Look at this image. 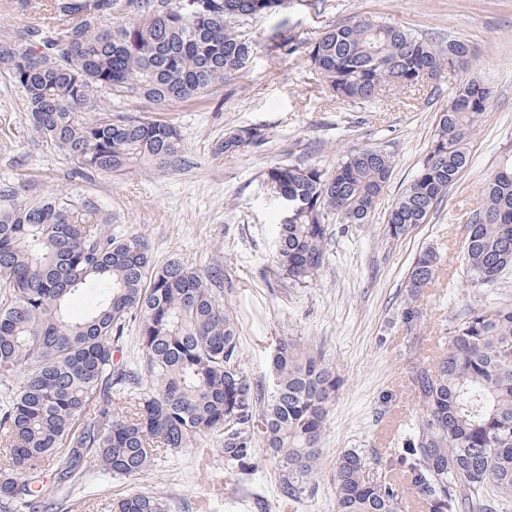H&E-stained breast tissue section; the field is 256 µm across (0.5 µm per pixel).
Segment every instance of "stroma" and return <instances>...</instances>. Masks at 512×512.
Instances as JSON below:
<instances>
[{
  "instance_id": "obj_1",
  "label": "stroma",
  "mask_w": 512,
  "mask_h": 512,
  "mask_svg": "<svg viewBox=\"0 0 512 512\" xmlns=\"http://www.w3.org/2000/svg\"><path fill=\"white\" fill-rule=\"evenodd\" d=\"M49 3L0 0V39L14 42L45 26ZM355 16L384 19L439 44L454 36L473 55L444 78L391 90L372 103H343L330 97L302 51L281 49L278 37L307 42ZM244 29L258 44L251 63L205 99L155 111L141 100L102 95L113 112H149L178 127L182 161L173 169L72 178V162L32 131L22 92L0 72V183L13 185L23 201L62 190L91 197L114 231L143 236L152 263L177 257L205 273L221 270L252 382L268 384L270 356L284 336L340 364L344 383L330 407L321 467L302 499L288 503L265 448H256L254 471L244 476L226 469L220 445L207 439L198 449L159 454L153 470L136 480L75 482L59 512H111L114 500L135 490L166 493L169 512H334L337 456L361 449L388 459L421 414L411 371L431 363L456 318L512 303V275L474 288L462 260L485 182L512 157V0H289L275 14L248 19ZM472 77L490 97L481 128L467 141L468 167L427 223L386 237L388 215L424 159L441 112ZM241 126L261 128L263 141L219 152L225 133ZM356 148L386 151L391 178L369 223L331 220L320 275L307 287H291L271 264L273 227L284 213L268 195L267 172L295 160L329 169ZM427 247L440 253L442 265L417 301L420 323L412 333L400 310L409 268Z\"/></svg>"
}]
</instances>
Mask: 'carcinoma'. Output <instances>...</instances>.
<instances>
[{
    "instance_id": "1",
    "label": "carcinoma",
    "mask_w": 512,
    "mask_h": 512,
    "mask_svg": "<svg viewBox=\"0 0 512 512\" xmlns=\"http://www.w3.org/2000/svg\"><path fill=\"white\" fill-rule=\"evenodd\" d=\"M102 16L76 19L95 0H54V23L26 43L0 42V70L24 96L31 128L67 156L75 173L165 170L182 153L180 131L149 115L114 114L100 93L157 106L198 100L243 72L256 44L240 22L285 0H101ZM467 42L432 45L369 17L338 22L308 43L304 60L332 97L374 102L388 87H413L464 64ZM489 91L471 79L440 115L425 159L391 210L396 239L425 223L469 165L468 137L485 118ZM262 138L240 127L219 150ZM392 173L379 150L349 151L336 165L279 163L268 170L276 197L293 208L275 227L277 273L305 287L328 260L329 215L369 222ZM466 275L492 288L512 270V162L488 180L463 244ZM440 255L415 258L401 319L420 321L416 299L437 277ZM76 293L91 297L81 319ZM135 329L139 369L115 360ZM434 363L413 372L423 414L398 464L428 512H512V305L469 311L441 337ZM0 512H52L77 475L136 479L158 450L222 446L224 464L248 475L253 448L275 461L280 492L296 501L318 468L329 407L341 385L336 365L283 337L271 380L254 384L242 364L239 322L216 280L171 258L153 265L142 236L116 234L102 207L60 192L20 201L0 185ZM53 471V481L45 482ZM335 512H403L402 492L363 451L339 455ZM114 512H168V497L137 492Z\"/></svg>"
}]
</instances>
